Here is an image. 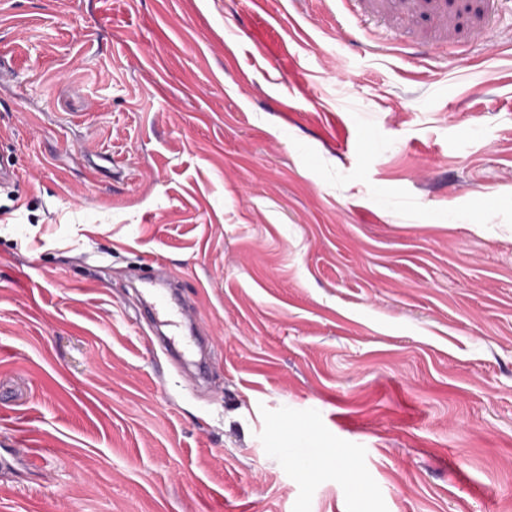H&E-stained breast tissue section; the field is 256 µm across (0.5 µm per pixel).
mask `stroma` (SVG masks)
<instances>
[{"instance_id":"35a3bbf8","label":"stroma","mask_w":512,"mask_h":512,"mask_svg":"<svg viewBox=\"0 0 512 512\" xmlns=\"http://www.w3.org/2000/svg\"><path fill=\"white\" fill-rule=\"evenodd\" d=\"M0 56V512H512V0H0ZM155 265L152 268L151 275L144 278V281L151 287L148 289V295L152 301L144 298L139 314L141 318L147 320H149L150 315L162 326L168 328L167 336H164L163 333L156 336L157 346L169 363L179 364L184 359V355L178 348V336H180V329L185 318H188V311L184 304L178 311H173L167 306V295L171 299L180 301L179 296L173 289L176 278L165 264L158 262Z\"/></svg>"}]
</instances>
